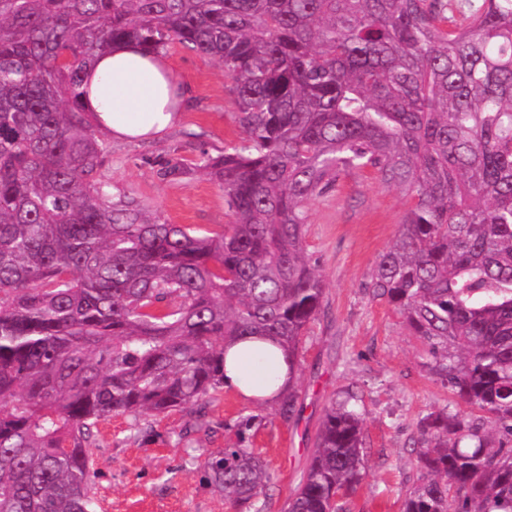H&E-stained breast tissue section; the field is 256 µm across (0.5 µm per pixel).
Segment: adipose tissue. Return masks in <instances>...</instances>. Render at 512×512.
<instances>
[{"label": "adipose tissue", "instance_id": "adipose-tissue-1", "mask_svg": "<svg viewBox=\"0 0 512 512\" xmlns=\"http://www.w3.org/2000/svg\"><path fill=\"white\" fill-rule=\"evenodd\" d=\"M82 101L116 139L162 137L179 117L183 92L166 59L133 42H118L98 55L84 78ZM224 385L253 402L269 401L288 388L282 351L255 337L229 346Z\"/></svg>", "mask_w": 512, "mask_h": 512}]
</instances>
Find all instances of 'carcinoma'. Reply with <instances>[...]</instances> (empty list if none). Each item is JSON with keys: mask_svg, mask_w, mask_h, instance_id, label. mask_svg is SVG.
Here are the masks:
<instances>
[{"mask_svg": "<svg viewBox=\"0 0 512 512\" xmlns=\"http://www.w3.org/2000/svg\"><path fill=\"white\" fill-rule=\"evenodd\" d=\"M122 41L224 68L240 140L167 170L220 184L222 230L97 178L82 85ZM354 171L409 200L366 287L484 413L422 419L402 512H512V0H0V512H98V425L207 404L232 342L269 337L298 373L325 294L307 204ZM275 404L292 421L294 387ZM362 424L327 411L283 512H345ZM243 442L203 468L245 504L271 477Z\"/></svg>", "mask_w": 512, "mask_h": 512, "instance_id": "1", "label": "carcinoma"}]
</instances>
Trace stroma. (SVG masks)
<instances>
[{
    "label": "stroma",
    "mask_w": 512,
    "mask_h": 512,
    "mask_svg": "<svg viewBox=\"0 0 512 512\" xmlns=\"http://www.w3.org/2000/svg\"><path fill=\"white\" fill-rule=\"evenodd\" d=\"M164 56L186 91L180 121L154 141L107 140L101 173L114 196L133 197L168 223L218 230L233 220L219 184L197 172L172 178L166 171L204 152L222 155L239 140L230 82L218 62L180 45H170ZM407 206L398 188L366 172L345 176L328 197L309 202L306 253L324 280L325 297L303 338L295 421L283 423L271 406L231 390L206 410L193 406L142 424L113 415L92 448L103 512H282L328 407L350 397L363 418L365 472L344 499L346 512H401L407 491L421 479L422 418L462 408L435 374L419 336L366 286ZM247 415L256 421L244 445L260 453L272 479L265 495L236 505L208 485L200 462L235 443L236 423Z\"/></svg>",
    "instance_id": "obj_1"
}]
</instances>
